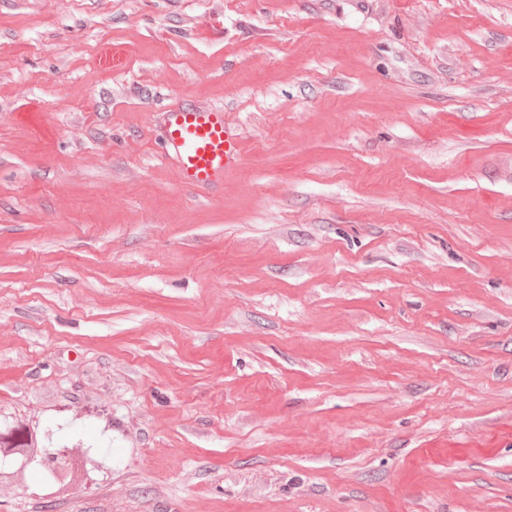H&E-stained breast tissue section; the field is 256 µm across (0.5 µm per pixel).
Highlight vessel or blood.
<instances>
[{
    "instance_id": "b4317fda",
    "label": "vessel or blood",
    "mask_w": 512,
    "mask_h": 512,
    "mask_svg": "<svg viewBox=\"0 0 512 512\" xmlns=\"http://www.w3.org/2000/svg\"><path fill=\"white\" fill-rule=\"evenodd\" d=\"M163 154L179 180L195 190L216 188L241 159L240 142L218 108L180 105L160 115Z\"/></svg>"
}]
</instances>
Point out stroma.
Masks as SVG:
<instances>
[{
  "label": "stroma",
  "instance_id": "stroma-1",
  "mask_svg": "<svg viewBox=\"0 0 512 512\" xmlns=\"http://www.w3.org/2000/svg\"><path fill=\"white\" fill-rule=\"evenodd\" d=\"M10 431L98 467L0 512H512V0H0ZM160 137L180 183L194 190L224 183V173L241 160L240 142L222 109L179 105L161 112Z\"/></svg>",
  "mask_w": 512,
  "mask_h": 512
}]
</instances>
